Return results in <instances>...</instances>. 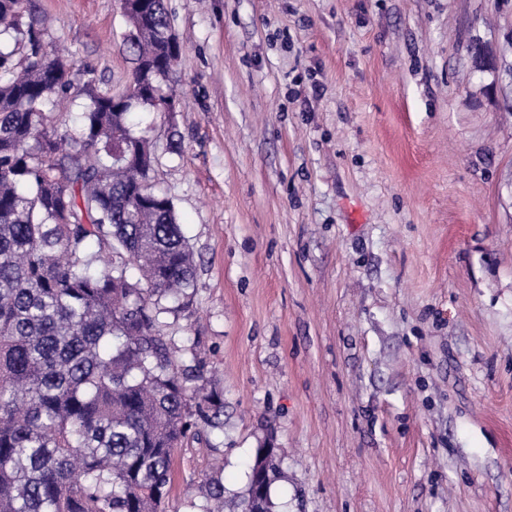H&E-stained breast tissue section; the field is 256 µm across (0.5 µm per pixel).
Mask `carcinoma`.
I'll use <instances>...</instances> for the list:
<instances>
[{"mask_svg": "<svg viewBox=\"0 0 512 512\" xmlns=\"http://www.w3.org/2000/svg\"><path fill=\"white\" fill-rule=\"evenodd\" d=\"M14 2L0 0V512H166L174 449L200 422L224 427L160 320L195 275L171 198L150 186L146 128L175 103L168 13L146 0L116 97L90 66L62 79ZM64 100L72 127L48 112ZM276 453L257 449L238 512H272Z\"/></svg>", "mask_w": 512, "mask_h": 512, "instance_id": "carcinoma-1", "label": "carcinoma"}]
</instances>
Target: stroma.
I'll return each instance as SVG.
<instances>
[{"label":"stroma","instance_id":"obj_1","mask_svg":"<svg viewBox=\"0 0 512 512\" xmlns=\"http://www.w3.org/2000/svg\"><path fill=\"white\" fill-rule=\"evenodd\" d=\"M166 6L151 180L196 274L164 319L224 402L167 512L243 495L262 447L274 512H512V0ZM27 10L125 92L119 0Z\"/></svg>","mask_w":512,"mask_h":512}]
</instances>
